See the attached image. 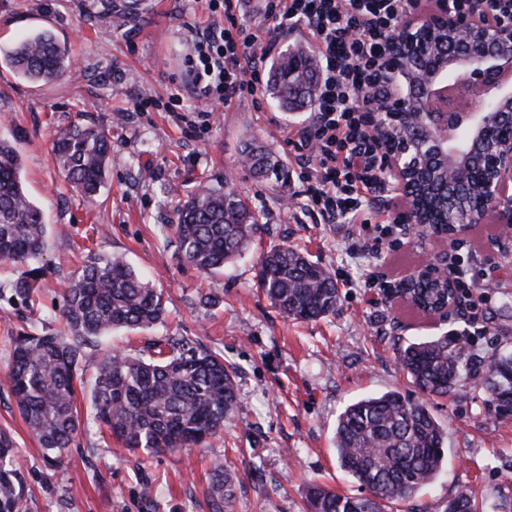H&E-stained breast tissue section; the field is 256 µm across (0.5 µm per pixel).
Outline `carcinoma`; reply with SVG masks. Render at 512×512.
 Instances as JSON below:
<instances>
[{"label":"carcinoma","mask_w":512,"mask_h":512,"mask_svg":"<svg viewBox=\"0 0 512 512\" xmlns=\"http://www.w3.org/2000/svg\"><path fill=\"white\" fill-rule=\"evenodd\" d=\"M0 60L32 83H48L72 75L74 61L67 44L42 31L0 47ZM271 103L284 112L315 106L317 65L300 46L287 47L268 72ZM59 170L76 196L90 198L109 174L112 140L108 130L80 115L53 142ZM253 175L278 176V164L262 147H244ZM21 157L10 140L0 138V264L17 271L16 294L27 298L47 272L43 257L48 230L42 211L29 198L21 180ZM419 196L444 212L451 192L462 193L430 174L418 177ZM260 214L249 200L231 189L204 186L177 212V235L183 261L203 273H217L252 244ZM257 288L285 317L313 321L336 313L340 295L332 270L282 244L259 256ZM61 312L65 333L26 332L14 338L7 382L18 410L42 448L63 454L74 442L80 420L74 406L78 364L83 348L120 328L144 329L162 321L165 305L160 289L143 280L118 257L96 253L68 276ZM448 289L418 282L405 293L411 304L431 307L446 299ZM471 359L459 337L432 336L408 341L397 360L412 383L427 396L453 394L462 369ZM236 371L224 356L186 341L171 355L144 360L108 353L95 366L91 402L98 419L123 447L135 452L200 447L224 430V420L239 410ZM482 386L496 417L512 418V354L489 358ZM337 460L372 496L369 512H384L388 503H409L431 483L442 465L448 429L428 401L411 400L398 391L363 397L339 415L334 436ZM216 468L212 499L231 497ZM23 476L14 443L0 433V512L23 510ZM309 512H363L360 496H348L314 482L308 490Z\"/></svg>","instance_id":"1"}]
</instances>
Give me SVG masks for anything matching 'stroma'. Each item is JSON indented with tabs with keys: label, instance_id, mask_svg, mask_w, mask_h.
<instances>
[{
	"label": "stroma",
	"instance_id": "obj_1",
	"mask_svg": "<svg viewBox=\"0 0 512 512\" xmlns=\"http://www.w3.org/2000/svg\"><path fill=\"white\" fill-rule=\"evenodd\" d=\"M203 20L196 0H0V45L48 28L68 42L76 63L70 78L45 84L0 67V136L21 155L24 186L49 229V273L33 301L15 295V271L0 267V431L16 445L27 512H304L314 481L359 496L362 487L337 461V419L368 395L422 399L398 364L399 341L463 331L475 360L512 352V261L505 254L512 239L498 227L475 225L452 248L393 223L317 222L286 142L289 129L307 120L304 111L289 116L265 99L246 102L215 110L195 132L165 109L134 111L140 97L175 93L199 107L184 61L190 29ZM81 113L112 137L109 177L85 200L64 181L52 151L58 131ZM249 137L279 159L280 179H258L241 166ZM202 183L241 191L261 215L251 248L209 276L181 259L173 230L180 200ZM282 244L335 272V315L296 322L258 291L260 253ZM91 251L123 257L162 289L166 317L85 349L76 398L83 428L58 461L29 434L6 372L14 336L62 332V281ZM445 252L472 276L462 308L438 319L400 296H382V286L398 285ZM181 336L235 365L241 409L204 447L128 452L95 418L94 365L111 350L149 358ZM430 403L448 429V447L415 507L446 512L464 490L482 512H512V420L488 411L484 390L469 375L454 395ZM225 459L233 496L219 508L209 490L214 463Z\"/></svg>",
	"mask_w": 512,
	"mask_h": 512
}]
</instances>
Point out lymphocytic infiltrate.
Wrapping results in <instances>:
<instances>
[{"instance_id": "obj_1", "label": "lymphocytic infiltrate", "mask_w": 512, "mask_h": 512, "mask_svg": "<svg viewBox=\"0 0 512 512\" xmlns=\"http://www.w3.org/2000/svg\"><path fill=\"white\" fill-rule=\"evenodd\" d=\"M240 0H199L204 27L192 35L190 92L210 107L229 108L256 99L266 84L265 60L278 41L305 30L321 59L317 102L308 125L289 131L288 143L304 149L307 206L325 224H355L367 209L389 215L393 188L383 185L382 153L371 113L382 51L422 0H258L262 24L244 23Z\"/></svg>"}]
</instances>
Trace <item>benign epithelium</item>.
I'll return each mask as SVG.
<instances>
[{
	"instance_id": "7a95c632",
	"label": "benign epithelium",
	"mask_w": 512,
	"mask_h": 512,
	"mask_svg": "<svg viewBox=\"0 0 512 512\" xmlns=\"http://www.w3.org/2000/svg\"><path fill=\"white\" fill-rule=\"evenodd\" d=\"M387 92L375 100V141L385 158L384 175L403 198L402 223L426 232L414 202L413 175L428 161L454 181V162L466 174L478 204L456 209L455 220L439 232L456 246L472 226L488 222L512 229V24L473 13L454 15L439 4L409 20L390 41L380 72ZM407 115L424 129V139L400 138L391 120ZM468 127L481 150L455 149L457 132ZM446 261L431 260L417 270L447 282Z\"/></svg>"
}]
</instances>
